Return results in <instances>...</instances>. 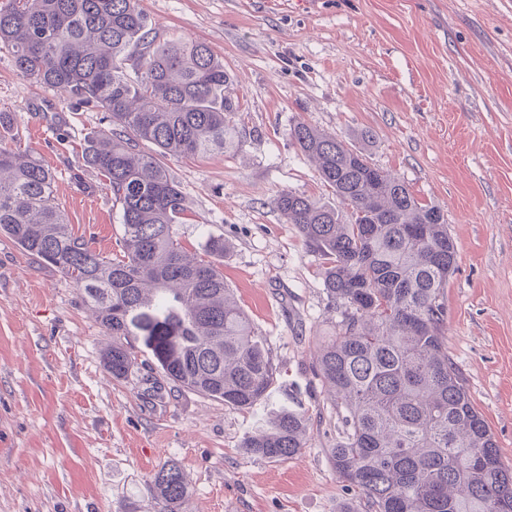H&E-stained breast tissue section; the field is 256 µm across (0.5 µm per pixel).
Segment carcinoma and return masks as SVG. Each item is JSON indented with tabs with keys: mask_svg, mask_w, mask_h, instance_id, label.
Segmentation results:
<instances>
[{
	"mask_svg": "<svg viewBox=\"0 0 512 512\" xmlns=\"http://www.w3.org/2000/svg\"><path fill=\"white\" fill-rule=\"evenodd\" d=\"M139 2L0 5V45L17 71L108 113L111 126L89 133L83 154L105 178L122 229L119 253L103 255L69 228L52 170L1 148L0 236L81 290L112 337V378H127L144 347L180 386L253 409L268 401L280 367L214 260L224 239L187 255L180 228L191 211L164 163L236 146L229 74L206 43L161 36ZM290 135L344 206L293 191L277 198L319 255L341 315L317 344L314 366L343 423L329 449L336 474L367 512H512V471L448 355L445 288L456 249L443 213L336 136L304 122ZM308 431L304 412L280 406L242 448L292 458ZM151 491L156 512H183L189 486L180 465H160Z\"/></svg>",
	"mask_w": 512,
	"mask_h": 512,
	"instance_id": "1",
	"label": "carcinoma"
}]
</instances>
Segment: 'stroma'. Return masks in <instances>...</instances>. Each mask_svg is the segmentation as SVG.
<instances>
[{
	"instance_id": "obj_1",
	"label": "stroma",
	"mask_w": 512,
	"mask_h": 512,
	"mask_svg": "<svg viewBox=\"0 0 512 512\" xmlns=\"http://www.w3.org/2000/svg\"><path fill=\"white\" fill-rule=\"evenodd\" d=\"M160 32L205 42L230 76L238 143L167 158L194 247L223 237L224 278L282 370L247 411L183 390L149 353L125 380L77 288L0 236V512H154L150 481L176 460L186 512H347L355 493L328 460L341 427L313 371L340 316L317 255L275 199H337L290 137L335 134L441 208L457 246L445 290L448 354L512 467V0H140ZM0 147L54 171L75 233L117 250L118 214L84 137L106 112L69 107L0 49ZM301 406L311 439L295 457L248 456L267 408Z\"/></svg>"
}]
</instances>
